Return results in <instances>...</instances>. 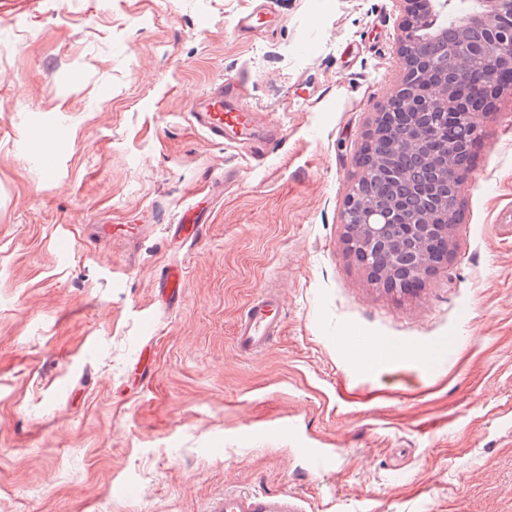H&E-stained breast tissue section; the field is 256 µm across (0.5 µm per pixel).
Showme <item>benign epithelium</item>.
I'll return each instance as SVG.
<instances>
[{"label":"benign epithelium","mask_w":512,"mask_h":512,"mask_svg":"<svg viewBox=\"0 0 512 512\" xmlns=\"http://www.w3.org/2000/svg\"><path fill=\"white\" fill-rule=\"evenodd\" d=\"M405 19L398 37V57L404 75L397 90L376 113L364 144H383L391 158L381 168L391 181H404L409 173L395 162L400 155L425 150L423 159L431 175L409 184L415 207L400 203L385 209L370 206L350 195L344 203L343 223L360 231L359 247L345 244L372 278L394 280L411 267L418 277L438 263V248L449 246L456 219L457 195L469 168L461 161L467 143L456 137L461 126L476 131L475 114L490 110L499 92L512 86V0H398ZM449 76L436 88L430 81L434 63L418 48L426 42H448ZM449 180L454 197L436 194L439 180Z\"/></svg>","instance_id":"obj_1"}]
</instances>
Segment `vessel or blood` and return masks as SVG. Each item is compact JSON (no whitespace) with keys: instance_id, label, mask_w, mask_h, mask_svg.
<instances>
[{"instance_id":"vessel-or-blood-1","label":"vessel or blood","mask_w":512,"mask_h":512,"mask_svg":"<svg viewBox=\"0 0 512 512\" xmlns=\"http://www.w3.org/2000/svg\"><path fill=\"white\" fill-rule=\"evenodd\" d=\"M250 79L241 75L225 79L199 104L192 117L196 125L212 140L233 136L239 139L250 134L252 118L243 102L249 91ZM202 222L197 206H188L171 230L183 239L195 238ZM184 268L165 271L159 281L158 296L167 303L177 299L184 286ZM284 308L279 298L262 295L253 299L238 318L235 345L241 355L249 356L267 348L272 336L279 333ZM212 512H300L295 497L282 493L272 495L261 490L225 492Z\"/></svg>"}]
</instances>
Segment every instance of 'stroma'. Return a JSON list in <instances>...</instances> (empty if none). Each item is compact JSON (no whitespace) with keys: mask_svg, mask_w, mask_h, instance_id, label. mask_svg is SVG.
<instances>
[{"mask_svg":"<svg viewBox=\"0 0 512 512\" xmlns=\"http://www.w3.org/2000/svg\"><path fill=\"white\" fill-rule=\"evenodd\" d=\"M402 19L396 0H0V512H208L247 488L302 512H512V89L477 118L424 287L373 284L343 243ZM243 71L259 160L191 120ZM269 288L282 330L243 356L237 317ZM380 346L405 355L367 361ZM203 224L201 213L194 204L188 206L177 219V224H172L171 230L174 236L184 240L194 239ZM185 270L182 267L165 270L159 281L158 297L162 303L177 299L184 288Z\"/></svg>","mask_w":512,"mask_h":512,"instance_id":"obj_1","label":"stroma"}]
</instances>
